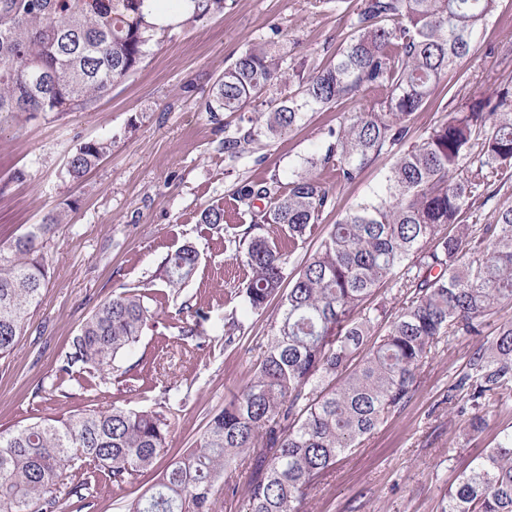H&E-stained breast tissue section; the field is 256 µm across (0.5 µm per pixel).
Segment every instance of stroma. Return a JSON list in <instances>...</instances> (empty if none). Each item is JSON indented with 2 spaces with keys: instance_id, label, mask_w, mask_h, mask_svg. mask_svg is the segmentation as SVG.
I'll return each instance as SVG.
<instances>
[{
  "instance_id": "stroma-1",
  "label": "stroma",
  "mask_w": 512,
  "mask_h": 512,
  "mask_svg": "<svg viewBox=\"0 0 512 512\" xmlns=\"http://www.w3.org/2000/svg\"><path fill=\"white\" fill-rule=\"evenodd\" d=\"M344 7L328 0H233L224 15L174 27L152 44L139 69L114 86L92 112L57 119L40 114L23 127L0 128V244L41 223L59 204L68 221L44 239L49 280L30 312L15 351L0 357V430L81 412L88 405L170 411L168 447L153 469L124 489L101 483L92 512H126V506L156 482L169 462L193 446L211 414L253 375L278 315L246 312L241 297L246 272L232 260L224 234L200 224L201 211L228 201L247 179L287 180L321 146L327 128L353 115L347 102L309 113L305 125L286 138L255 145L252 153L229 158L224 127L234 114L212 121L203 102L225 65L249 43L269 37L292 58H329L345 34ZM512 0H499L475 53L443 78L441 93L416 112L409 142H417L443 119L454 95L495 98L512 87ZM111 138L112 152L82 181L65 178L75 146ZM395 159L381 155L352 184L338 189L305 248L288 261L297 271L326 236L338 213L378 187ZM24 179L13 180L15 171ZM199 253L193 280L180 296L159 273L162 259L183 244ZM147 290L155 318L138 345L121 361L131 368L125 384L101 380L81 367L58 379L57 368L70 341L96 306L120 289ZM205 316L204 337L181 335V302ZM236 317L242 337L224 344V325ZM473 345L458 337L426 367V380L411 402L386 419L359 447L345 452L323 478L304 512H440L449 486L473 457L512 430V400L496 408L483 432L464 440L463 422L448 412V387L466 364Z\"/></svg>"
}]
</instances>
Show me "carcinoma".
<instances>
[{
    "instance_id": "1",
    "label": "carcinoma",
    "mask_w": 512,
    "mask_h": 512,
    "mask_svg": "<svg viewBox=\"0 0 512 512\" xmlns=\"http://www.w3.org/2000/svg\"><path fill=\"white\" fill-rule=\"evenodd\" d=\"M160 1L174 15L167 25L151 18L149 4ZM497 7L498 0H356L329 62L290 61L257 42L224 68L205 111L215 120L239 113L236 131L224 136L230 155L251 152L263 137H287L309 112L357 101L362 108L328 129L324 150L288 182L245 180L229 203L202 211L200 223L224 230L232 257L248 269L239 291L247 310L261 315L275 300L279 315L250 381L127 512H222L243 471L246 512H303L339 456L406 407L432 352L454 337L477 338L446 397L466 434L481 433L489 407L512 397V321L490 327L512 303V205L500 206L494 223L480 222L489 201L512 191L511 90L493 101L460 100L288 274V258L332 206L326 174L351 184L404 143L412 116L471 55ZM226 8L227 0H0V124L93 111L159 36ZM111 151L110 139L80 143L65 178H83ZM66 218L53 210L0 246L1 356L15 350L48 281L40 240ZM267 224L276 225L275 237L261 233ZM198 261L191 244L164 258L174 293ZM391 298L402 306L390 307ZM153 318L147 294L113 292L82 323L59 375L80 363L124 382L116 362ZM170 431L161 411L116 405L1 431L0 512H57L62 496L89 507L102 481L120 487L153 467ZM441 512H512V431L457 477Z\"/></svg>"
}]
</instances>
